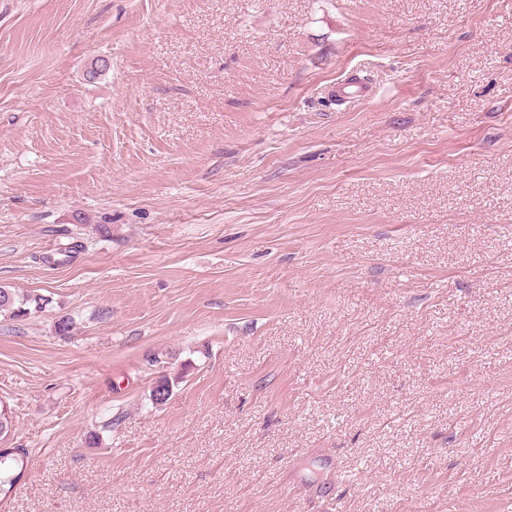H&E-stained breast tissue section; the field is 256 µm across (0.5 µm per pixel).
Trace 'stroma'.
I'll return each instance as SVG.
<instances>
[{"label":"stroma","instance_id":"stroma-1","mask_svg":"<svg viewBox=\"0 0 512 512\" xmlns=\"http://www.w3.org/2000/svg\"><path fill=\"white\" fill-rule=\"evenodd\" d=\"M0 286V512H512V0H0ZM49 300L40 295H18L8 288L0 287V311H10L12 318L22 319L42 312ZM24 448H0V502L12 492L27 463Z\"/></svg>","mask_w":512,"mask_h":512}]
</instances>
